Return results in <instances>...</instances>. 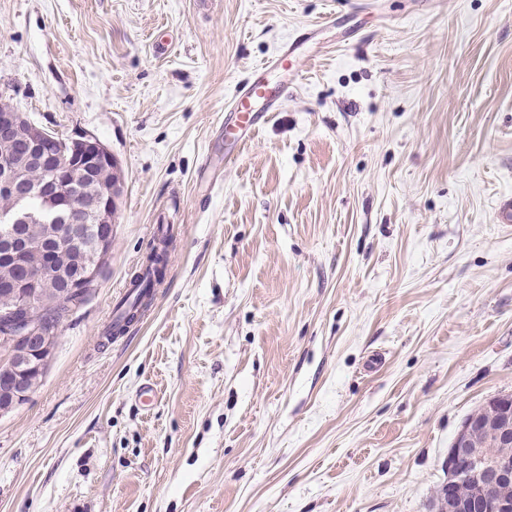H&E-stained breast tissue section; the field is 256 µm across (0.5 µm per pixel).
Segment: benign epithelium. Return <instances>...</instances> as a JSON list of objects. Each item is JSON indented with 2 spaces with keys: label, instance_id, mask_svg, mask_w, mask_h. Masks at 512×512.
<instances>
[{
  "label": "benign epithelium",
  "instance_id": "7a95c632",
  "mask_svg": "<svg viewBox=\"0 0 512 512\" xmlns=\"http://www.w3.org/2000/svg\"><path fill=\"white\" fill-rule=\"evenodd\" d=\"M41 174L34 180L30 173ZM94 175L100 186L72 192L70 180ZM124 181L119 160L98 139L72 140V152L56 151L50 133L19 110L0 106V196L10 209L0 212V297L11 302L0 333V415L28 400L53 354L46 330L42 287L62 276L59 260L99 225L80 274L57 293L56 308L75 314L98 288L112 261V225ZM37 195L61 211L53 232L54 249L31 237L36 218L26 207ZM448 482L440 489L436 512H512V394L486 399L462 422L446 460Z\"/></svg>",
  "mask_w": 512,
  "mask_h": 512
}]
</instances>
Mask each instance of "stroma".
I'll use <instances>...</instances> for the list:
<instances>
[{
  "instance_id": "1",
  "label": "stroma",
  "mask_w": 512,
  "mask_h": 512,
  "mask_svg": "<svg viewBox=\"0 0 512 512\" xmlns=\"http://www.w3.org/2000/svg\"><path fill=\"white\" fill-rule=\"evenodd\" d=\"M295 39L225 165V100ZM0 104L124 177L109 270L0 416V512H432L512 393V0H0ZM147 266L142 273L134 278L135 288L132 296H127L118 306L120 314L116 321L111 323L109 334L112 335V329L124 330L128 324L136 321L142 308L147 304L145 299H150L153 295V289L163 275L166 264V250L155 251L147 259Z\"/></svg>"
}]
</instances>
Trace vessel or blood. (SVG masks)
Masks as SVG:
<instances>
[{
  "label": "vessel or blood",
  "mask_w": 512,
  "mask_h": 512,
  "mask_svg": "<svg viewBox=\"0 0 512 512\" xmlns=\"http://www.w3.org/2000/svg\"><path fill=\"white\" fill-rule=\"evenodd\" d=\"M297 49L296 44L284 46L279 53L264 62L251 80L241 86L224 104V133L237 150L244 149L253 139L258 127L268 120L277 105L268 95L267 86L271 73L287 70L288 61Z\"/></svg>",
  "instance_id": "b4317fda"
}]
</instances>
